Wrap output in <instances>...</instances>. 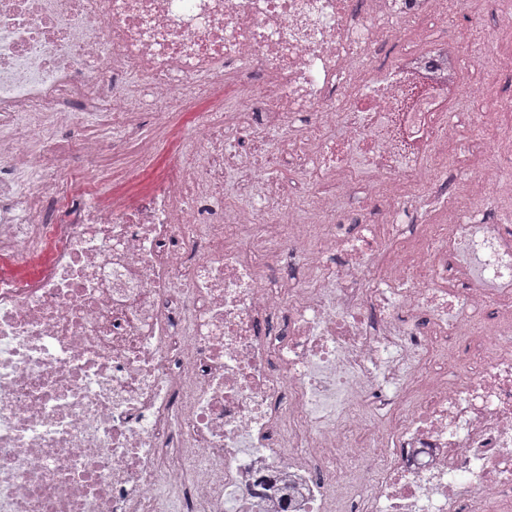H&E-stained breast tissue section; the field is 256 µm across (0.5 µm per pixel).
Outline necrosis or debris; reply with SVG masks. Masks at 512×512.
Here are the masks:
<instances>
[{"instance_id": "4bbe7bcc", "label": "necrosis or debris", "mask_w": 512, "mask_h": 512, "mask_svg": "<svg viewBox=\"0 0 512 512\" xmlns=\"http://www.w3.org/2000/svg\"><path fill=\"white\" fill-rule=\"evenodd\" d=\"M448 0H0V512H506L512 506V130L453 120L469 58L373 51ZM234 82L248 107L224 110ZM195 97L202 151L133 199L70 197L63 139L27 115L125 121ZM307 114L305 134L294 121ZM290 131L312 195L274 210L265 129ZM482 160L449 197L451 140ZM248 147L229 149L232 139ZM246 200L225 210V171ZM383 202L342 220L355 189ZM55 220H47V206ZM286 274L268 272L280 252ZM481 329L471 367L451 353Z\"/></svg>"}]
</instances>
